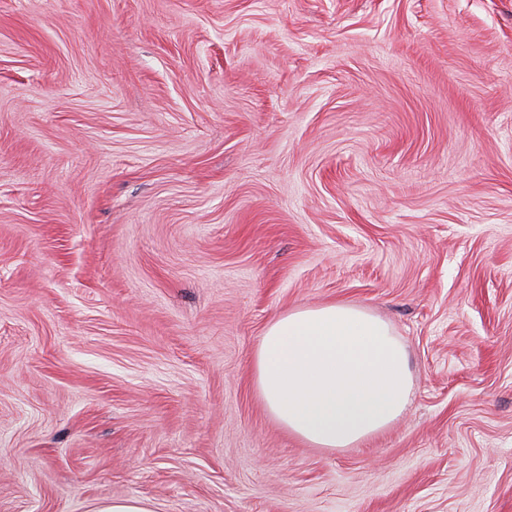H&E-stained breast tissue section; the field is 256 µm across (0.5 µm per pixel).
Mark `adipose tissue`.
<instances>
[{
    "label": "adipose tissue",
    "instance_id": "ef3b65f1",
    "mask_svg": "<svg viewBox=\"0 0 512 512\" xmlns=\"http://www.w3.org/2000/svg\"><path fill=\"white\" fill-rule=\"evenodd\" d=\"M260 400L289 434L327 449L382 432L407 408L413 380L391 325L344 302L273 319L256 349Z\"/></svg>",
    "mask_w": 512,
    "mask_h": 512
}]
</instances>
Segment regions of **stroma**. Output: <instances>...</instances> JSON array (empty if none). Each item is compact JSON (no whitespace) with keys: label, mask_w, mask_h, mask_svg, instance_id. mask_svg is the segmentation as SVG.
I'll use <instances>...</instances> for the list:
<instances>
[{"label":"stroma","mask_w":512,"mask_h":512,"mask_svg":"<svg viewBox=\"0 0 512 512\" xmlns=\"http://www.w3.org/2000/svg\"><path fill=\"white\" fill-rule=\"evenodd\" d=\"M343 301L414 391L253 379ZM512 512V0H0V512ZM260 400L289 434L315 448H350L382 432L410 403L413 380L391 325L344 302L273 319L256 349Z\"/></svg>","instance_id":"stroma-1"}]
</instances>
